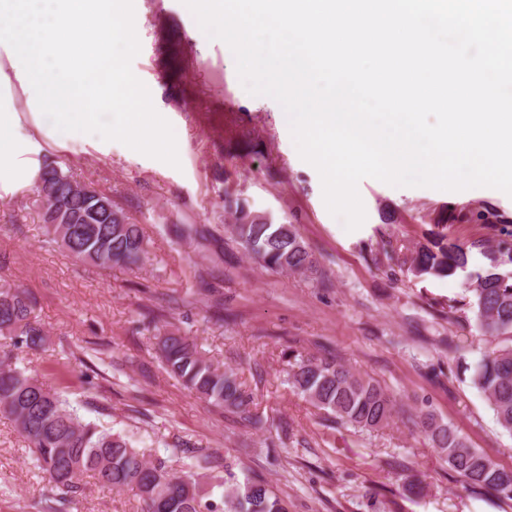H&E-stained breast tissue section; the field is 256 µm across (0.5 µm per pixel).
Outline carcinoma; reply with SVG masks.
Masks as SVG:
<instances>
[{
    "mask_svg": "<svg viewBox=\"0 0 512 512\" xmlns=\"http://www.w3.org/2000/svg\"><path fill=\"white\" fill-rule=\"evenodd\" d=\"M73 182L72 175L54 165L38 174L36 203L49 241L102 269L138 265L146 254V236L117 207L110 213L98 212L92 224L48 223L45 203L52 199L63 202L78 219L92 209V199ZM224 210L233 216L239 243L263 266L318 274L317 261L294 225L273 223L228 190ZM435 227L427 243L415 246L384 235L377 253L389 270L417 279L465 273L476 325L485 334L512 340V271H500L512 266V246L495 248L487 240L466 245L448 234L447 224L439 221ZM473 248L490 260L489 267L469 269ZM32 312V301L23 289L0 285V414L34 449L36 465L46 480L42 496L47 512H57L68 502L67 496L77 492L85 475L113 492L135 491L142 512H288V503L271 484L260 476L239 479L236 463L216 450L175 447L171 457L153 458L130 436L84 421L60 391L20 366L23 355L46 338ZM158 346L168 375L208 405L254 426L262 424L252 414V396L237 374L206 358L192 339L168 330ZM471 382L485 395L499 425L512 433V345L484 353L473 367ZM288 385L345 425L381 429L395 412L392 396L378 381L331 357L293 355ZM412 422L466 487L512 501L508 470L471 447L455 428L424 410Z\"/></svg>",
    "mask_w": 512,
    "mask_h": 512,
    "instance_id": "carcinoma-1",
    "label": "carcinoma"
}]
</instances>
